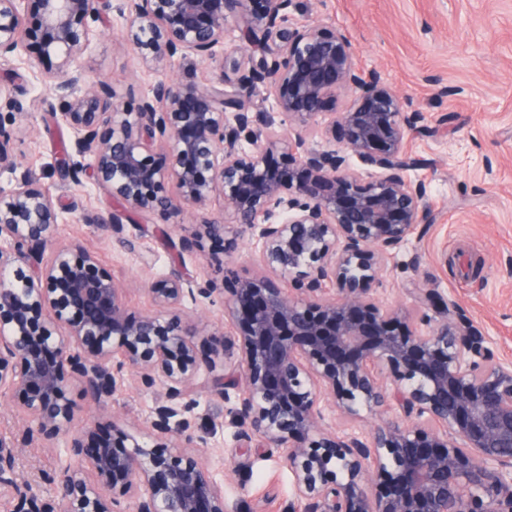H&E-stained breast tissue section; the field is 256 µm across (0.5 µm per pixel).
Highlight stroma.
<instances>
[{
    "label": "stroma",
    "instance_id": "stroma-1",
    "mask_svg": "<svg viewBox=\"0 0 512 512\" xmlns=\"http://www.w3.org/2000/svg\"><path fill=\"white\" fill-rule=\"evenodd\" d=\"M290 13L303 24L345 31L359 65L378 70L405 108L425 116V132L411 137L408 149L426 162L415 176L429 186L430 218L382 271L379 298L411 308L415 289H434L482 332L496 360L512 364V0H294ZM120 24L114 16L99 28L81 61L86 81L110 85L120 100L160 78L202 84L214 76L208 61L144 68ZM16 99L30 103L31 111L14 115ZM58 105L56 91L34 83L22 62H0V118L15 121V159L36 171L41 189L81 202L58 225L56 242L95 252L128 308L154 311L150 283L174 259L162 221L145 214L115 234L104 222L111 199L90 184L62 180L60 146L71 134L52 114ZM121 235L135 240V251L119 245ZM182 312L209 323L224 343L225 366H233L235 328L224 318L223 296L185 301ZM209 381L205 371L194 379L196 406L186 415V432L212 447L208 460L224 481L227 512H303L275 449L243 454L236 448L231 406L210 395ZM162 392V384L130 379L114 398L98 403L80 385L71 388L80 421L116 419L140 429ZM62 449V442L46 441L24 449L16 461L18 480L43 500L56 496L55 456Z\"/></svg>",
    "mask_w": 512,
    "mask_h": 512
}]
</instances>
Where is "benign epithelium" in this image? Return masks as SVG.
Listing matches in <instances>:
<instances>
[{"mask_svg": "<svg viewBox=\"0 0 512 512\" xmlns=\"http://www.w3.org/2000/svg\"><path fill=\"white\" fill-rule=\"evenodd\" d=\"M292 2L0 0V60L36 54L32 74L54 85L73 142L61 176L118 203L113 231L134 213L173 218L180 259L219 246L229 257L246 235L263 270L242 278L226 266L218 284L178 263L150 284L157 311H130L93 253L53 246L79 203L36 187L10 152L15 128L0 122V394L30 419L20 443L0 439V512H224V484L199 443L172 428L195 408L203 367L211 392L235 401L236 447L277 449L305 512H512V365L494 361L433 289H417L411 311L377 295L427 217V185L409 175L421 161L406 147L424 115L358 65L346 34L293 21ZM112 9L146 68L209 60L218 77L158 79L127 106L108 85L86 84L78 62ZM236 41L250 47L241 61L227 51ZM231 72L251 94L227 90ZM341 91L342 109L324 113ZM268 104L292 133L254 126ZM320 123L329 147L318 150L307 140ZM215 197L236 231L203 215L181 221ZM215 294L239 326L228 373L208 324L181 315L185 299ZM125 371L165 387L147 430L109 442L94 420L71 432L72 385L105 401ZM394 407L405 420L384 417ZM331 414L350 428L332 430ZM61 435L57 497L43 501L17 481L15 460Z\"/></svg>", "mask_w": 512, "mask_h": 512, "instance_id": "1", "label": "benign epithelium"}]
</instances>
